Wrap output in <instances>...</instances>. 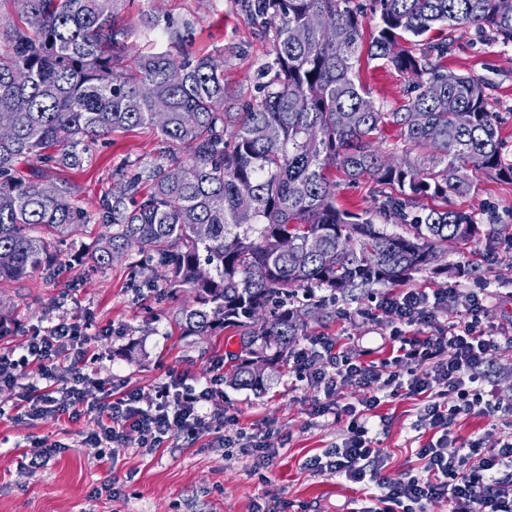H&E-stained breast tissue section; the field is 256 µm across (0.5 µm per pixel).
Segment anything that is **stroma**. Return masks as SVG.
<instances>
[{"label":"stroma","instance_id":"obj_1","mask_svg":"<svg viewBox=\"0 0 512 512\" xmlns=\"http://www.w3.org/2000/svg\"><path fill=\"white\" fill-rule=\"evenodd\" d=\"M121 15L131 27L126 43L133 52L167 50V29L189 24L184 51L223 54L225 79L245 92L252 91L255 70L269 50L234 0H123ZM145 15L151 16V27L143 26ZM431 36L450 42L445 68L486 82L490 103L502 116L505 153L512 159V42L489 41L470 27L436 29ZM356 81L387 110L400 105L409 83L407 76L367 57L360 61ZM159 148L152 128L116 133L93 146L82 167L51 171L50 179L66 182L75 205L93 215L112 189L113 169L128 160L154 158ZM331 177L340 209L376 219L372 182L350 180L337 169ZM469 177L470 194L451 197L449 205L475 216L480 228L475 241L442 248L437 269L401 283L375 284L354 300L326 303L307 318L299 345L332 336L353 353L368 350L381 360L398 323L380 302L411 289L429 292L452 285L484 293L491 321L512 323V182L481 171ZM102 231L93 221L60 245L57 279L38 272L21 283L0 285V351L20 349L36 331L76 316L87 324L89 370L114 386L139 389L142 408L151 406L155 386L169 379L204 385L215 364L238 351L237 330L186 335L179 322L189 293L170 294L147 267L132 276L126 257L96 267L88 254ZM447 265H465L472 273L452 277L442 272ZM343 311L349 319H340ZM38 381L37 368L28 366L18 373L17 390L0 392V512H350L362 497L357 484L313 473L305 462L348 435L347 417L317 418L313 407L358 403L366 396L363 389L348 386L329 397L283 372L259 392L225 384L217 401L222 425L191 441L171 436L166 447L154 450L129 440L104 451L82 437L89 419L18 416V389ZM420 407L418 398L401 394L383 398L369 414V435L383 451L386 478L422 474L420 449L440 442L434 430L418 427ZM227 436L246 442L265 437L268 464L259 465L247 446L224 447ZM54 441L60 449L46 453L45 443ZM41 454L47 457L44 466L28 468V460Z\"/></svg>","mask_w":512,"mask_h":512}]
</instances>
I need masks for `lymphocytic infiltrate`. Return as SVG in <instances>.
Listing matches in <instances>:
<instances>
[{
    "label": "lymphocytic infiltrate",
    "mask_w": 512,
    "mask_h": 512,
    "mask_svg": "<svg viewBox=\"0 0 512 512\" xmlns=\"http://www.w3.org/2000/svg\"><path fill=\"white\" fill-rule=\"evenodd\" d=\"M450 295L448 289L432 292L408 290L387 297L384 311L400 325L391 337V354L381 361L361 363L346 351L337 350L336 339L323 336L316 344L294 350L288 367L299 378L325 394L340 388L366 389L360 403H348L339 412L349 419V435L341 444L310 457L307 468L377 488L366 505L356 512H424L427 502L438 500L448 512H512V401L487 399L482 367L493 356L512 352V331H503L486 320L487 307L477 292L457 293L458 306L447 328L429 333V305ZM88 351L80 322H60L34 334L20 352H0V389L14 388L19 369L37 365L43 384L21 396L22 416L42 419L68 415L71 421L91 416L87 438L111 445L136 437L141 448L162 447L173 433L192 438L218 421L211 410L223 381L211 377L208 386L197 388L185 380L160 383L151 408L140 405L138 390H116L111 381L85 370ZM67 358L71 374L59 380L55 367ZM96 400H89L91 391ZM423 398L419 420L450 437L456 420L479 412L503 424L493 442L478 437L468 440L462 452L448 455L434 445L422 448L426 461L423 475L389 480L382 476L383 453L372 445L363 417L382 397L399 391Z\"/></svg>",
    "instance_id": "1"
}]
</instances>
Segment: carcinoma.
<instances>
[{
  "label": "carcinoma",
  "mask_w": 512,
  "mask_h": 512,
  "mask_svg": "<svg viewBox=\"0 0 512 512\" xmlns=\"http://www.w3.org/2000/svg\"><path fill=\"white\" fill-rule=\"evenodd\" d=\"M121 2L0 0V283L53 274L59 244L87 222L65 184L47 193L17 164L76 168L97 140L150 126L162 148L113 173L91 261L149 254L168 290L193 296L185 331H239L230 383L258 391L296 344L298 291L328 292L319 306L410 278L438 246L479 233L474 216L418 212L419 199L469 194V170L512 181L485 82L444 71L448 42L421 39L444 24L512 42V0H375L369 56L413 78L390 112L355 81L365 21L353 0H235L270 45L249 96L221 56L126 58ZM162 100L169 111H155ZM332 168L371 179L399 230L338 208Z\"/></svg>",
  "instance_id": "carcinoma-1"
}]
</instances>
